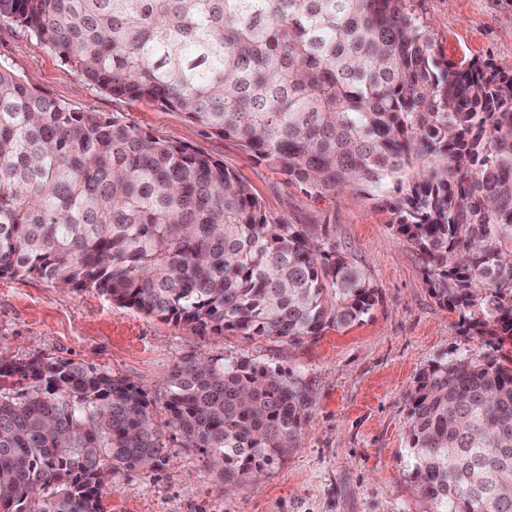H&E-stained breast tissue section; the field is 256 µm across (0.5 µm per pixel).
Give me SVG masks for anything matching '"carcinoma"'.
<instances>
[{"label":"carcinoma","mask_w":512,"mask_h":512,"mask_svg":"<svg viewBox=\"0 0 512 512\" xmlns=\"http://www.w3.org/2000/svg\"><path fill=\"white\" fill-rule=\"evenodd\" d=\"M414 0H0V20L114 98L185 117L318 192L396 185L397 231L439 300L512 342V74L441 62ZM94 288L217 333L297 341L360 321L367 274L271 219L224 162L82 111L0 67V276ZM432 370L408 443L431 512H512V358ZM0 512H103L163 463L146 393L70 362L0 366ZM183 445L243 489L297 447L300 377L191 356L168 372Z\"/></svg>","instance_id":"obj_1"}]
</instances>
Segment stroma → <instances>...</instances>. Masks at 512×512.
Segmentation results:
<instances>
[{
	"label": "stroma",
	"instance_id": "35a3bbf8",
	"mask_svg": "<svg viewBox=\"0 0 512 512\" xmlns=\"http://www.w3.org/2000/svg\"><path fill=\"white\" fill-rule=\"evenodd\" d=\"M439 60L491 62L512 74V0H415ZM0 65L81 110L124 113L140 131L223 160L261 199L269 217L328 226L342 254L378 290L362 321L299 341L198 333L116 306L94 290L36 278L0 277V366L41 356L91 366L145 391L165 445L156 469L113 475L103 512H424L408 448L410 398L422 375L459 359L481 364L501 352L463 326L435 295L419 254L398 233L388 205L395 190L316 196L234 141L147 100H117L89 85L19 27L0 23ZM189 356L247 360L293 371L312 404L302 444L256 481L223 491L170 425L166 374Z\"/></svg>",
	"mask_w": 512,
	"mask_h": 512
}]
</instances>
